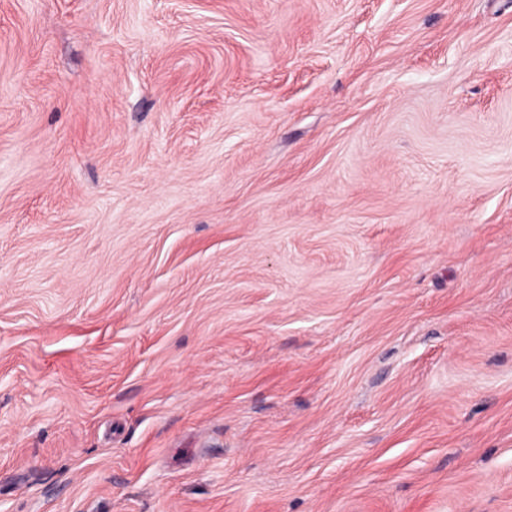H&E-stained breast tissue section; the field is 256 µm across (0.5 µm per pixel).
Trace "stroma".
<instances>
[{
  "label": "stroma",
  "mask_w": 512,
  "mask_h": 512,
  "mask_svg": "<svg viewBox=\"0 0 512 512\" xmlns=\"http://www.w3.org/2000/svg\"><path fill=\"white\" fill-rule=\"evenodd\" d=\"M0 512H512V0H0Z\"/></svg>",
  "instance_id": "1"
}]
</instances>
